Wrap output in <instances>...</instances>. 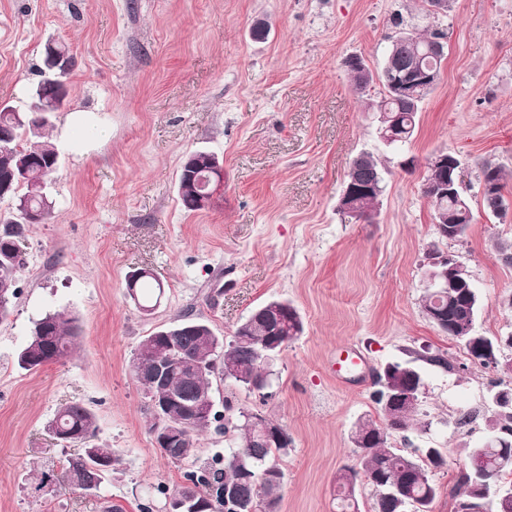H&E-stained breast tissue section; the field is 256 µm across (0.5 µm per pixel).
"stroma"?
<instances>
[{
    "label": "stroma",
    "instance_id": "35a3bbf8",
    "mask_svg": "<svg viewBox=\"0 0 512 512\" xmlns=\"http://www.w3.org/2000/svg\"><path fill=\"white\" fill-rule=\"evenodd\" d=\"M447 35L446 59L422 104L413 141L386 146L376 113L354 92L345 66L359 56L378 70L398 27ZM267 27L265 39L251 35ZM67 44L69 108L95 111L99 140L52 117L60 165L56 209L28 225L27 266L12 315L0 322V512H123L184 486L190 462L164 457L149 431V401L131 363L139 342L185 313L231 339L262 303L297 309L303 333L271 367L268 396L213 379L225 400L284 425L292 438L280 512H337L336 474L353 466V427L382 422L374 380L390 363L422 374L402 450L438 448L431 512H458L451 491L495 407L491 384L512 387V349L498 365L473 362L426 317L421 300L432 254L462 262L477 289L483 335H512V266L496 250L512 241V208L485 211L481 166L512 178V0H0V103L26 109L47 42ZM456 153L474 214L464 239H439L424 196L425 162ZM215 154L224 188L210 209L188 212L177 193L185 156ZM380 163L385 191L372 222L338 211L352 159ZM152 270L165 293L151 313L127 296L126 278ZM70 311L82 325L76 350L28 372L17 355L36 320ZM364 364L338 375L339 350ZM445 365L429 363L432 355ZM80 401L98 420V443L122 464L93 494L39 485L69 451L46 430L59 406Z\"/></svg>",
    "mask_w": 512,
    "mask_h": 512
}]
</instances>
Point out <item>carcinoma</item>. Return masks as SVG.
Wrapping results in <instances>:
<instances>
[{
    "instance_id": "1",
    "label": "carcinoma",
    "mask_w": 512,
    "mask_h": 512,
    "mask_svg": "<svg viewBox=\"0 0 512 512\" xmlns=\"http://www.w3.org/2000/svg\"><path fill=\"white\" fill-rule=\"evenodd\" d=\"M442 34L439 29H425L421 32L405 31L406 42L390 40L380 69L372 72L357 57L348 58L346 66L354 91L364 97L374 81H379L380 99L366 102L367 110L378 111L384 108L398 117L396 138L393 145L405 144L415 135L418 113L427 91H417L419 99L407 93H399L394 87V75L407 67L415 53L421 51L430 38ZM33 94L38 103L37 110L20 113L24 125L15 129V136L9 144L10 152L16 158L26 161L20 168L16 163L6 165L0 161V181L13 182L12 190L2 195L0 200L11 199L21 206L27 217L19 220L0 222V322L8 320L12 312V302L17 296V282L24 266L12 260L11 253L18 249L20 238L29 224H40L53 214L56 201L48 191V183L59 167V153L51 142L47 130L49 115L59 111L55 89L50 84L36 85ZM381 172L378 160L365 155L362 168L353 178L364 184L377 183V191L360 199L359 208L364 220H370L380 205L385 191L383 181H375ZM482 181L488 183L483 195L486 210L498 215L499 200L504 198V174L500 167L485 162L481 167ZM430 202L434 215L446 214L459 226L455 239L466 236L473 223L471 208H463L455 196H432ZM129 298L143 311L157 303L164 293L163 283L156 277L146 275L135 287L128 288ZM462 302L461 290L454 288L449 295L437 296L427 292L422 298V310L431 316L448 307V302ZM290 325L293 333L282 336L274 321L260 316L250 325L236 329L231 340L215 335L211 326L189 315L171 325L174 330H182V352L166 378L163 394L177 396L183 404L172 406V414L180 416L186 405L206 396L211 391V379L221 368L233 366L238 375L230 377L235 384L249 389L248 378H261L266 375L267 364L258 360L256 352L270 347L269 355L275 356L281 347L296 338L303 330L298 312H293ZM81 335L79 318L68 312L48 313L34 324L27 345L20 351L17 363L27 371H37L41 367L56 363L68 357ZM165 344L151 333L139 343L132 364L140 365L156 354L164 352ZM373 397L386 422L381 427L372 420H362L361 443L357 445L360 467H345L337 476L341 489L342 507L350 512H359L356 488L366 484L373 489L371 512H409V506L417 503L423 512H430L438 489L429 477V472L442 468L445 454L438 448H426L424 457L403 454L389 445L392 431H406L417 415L418 406H400L392 412L384 407L383 389L374 392ZM224 433L234 435L235 444L222 456L200 465L185 474L192 483L194 500L205 505L204 512H278L282 500L284 474L277 463V457L288 448V442L271 443L257 448L250 442L257 438L258 426L251 422L250 413L233 410L225 403ZM47 429L54 435L64 436L63 442L80 447V453L68 457L57 478L58 483L68 489L91 492L102 483L106 474L114 471L121 459L112 449L95 442L97 419L95 414L82 402L67 403L58 408L49 421ZM206 429L201 425L193 429L179 443L161 449V453L174 463L198 459L197 436ZM482 452L481 462L489 479L474 480L472 472L460 479L456 496L466 499L478 494L486 483L499 482L512 484V446L508 448H486L479 443L469 452Z\"/></svg>"
}]
</instances>
